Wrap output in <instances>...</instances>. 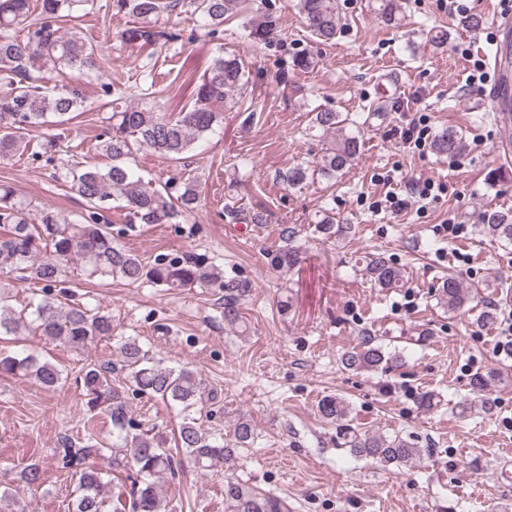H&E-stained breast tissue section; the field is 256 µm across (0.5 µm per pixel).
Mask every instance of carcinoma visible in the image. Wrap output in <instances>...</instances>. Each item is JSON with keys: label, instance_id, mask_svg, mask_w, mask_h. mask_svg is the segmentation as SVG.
<instances>
[{"label": "carcinoma", "instance_id": "obj_1", "mask_svg": "<svg viewBox=\"0 0 512 512\" xmlns=\"http://www.w3.org/2000/svg\"><path fill=\"white\" fill-rule=\"evenodd\" d=\"M240 0H191L199 29L216 34L224 22L238 12ZM184 6V0H112L109 7L132 19L121 33V40L141 47L154 46L160 38L176 41L178 36L156 29L159 17ZM376 16L387 25L398 23L402 0H372ZM312 38L332 42L344 26L337 0H298ZM96 9L95 0H0V158L16 155L29 145V132L38 126H51L57 133L38 144L33 160L55 161L60 144L67 138L73 114L83 108L84 97L75 85H48L32 70L39 62H50L57 73L79 78L101 74L109 64L97 46L79 32L78 21ZM251 36H269L276 30L274 4L266 0L262 17L242 22ZM314 66L310 52L300 49L288 59L291 70L306 71ZM137 78L118 85L103 84L107 101L100 105L106 128L99 149L108 163L79 166L62 163L54 166V177L68 184L83 199V211L70 220L56 209L44 206L36 214L37 223L26 217L28 204L9 185L0 184V225L6 236L0 240V267L20 273L19 280L43 284L42 294L34 295L17 309L12 304L13 284L0 282V335H16L21 323L31 319L35 331L58 346L83 350L102 340L115 342L120 370L126 373V386L112 384V364H88L80 370L85 406L99 411L112 422V441L76 443L68 436L59 440L62 464L74 469L77 477L71 512H104L111 471H130L131 490L120 512H161L156 479L161 474L175 475L185 456L202 469L236 460L237 451L248 447L253 428L248 420H238L233 439L206 432L195 419L186 417L175 438L176 449L149 430H143L129 414L125 392L129 388L187 412L203 401V380L184 366L170 367L154 360L133 336H118L112 316L81 303L67 304L51 293L62 282L68 269L81 264L90 277L120 279L131 284L148 283L172 289L208 288L224 297V323L235 326L239 302L246 289L224 279L221 269L205 253L185 252L147 265L134 253L116 243L112 225L102 211L110 200H120L133 219L141 224H176L178 218L197 208V176L186 171L178 185L157 188L143 179L133 166V149L146 148L163 158L178 162L181 156L206 141L221 128L223 108L234 101V94L246 85L241 59L233 54L216 56L195 89L188 108L166 115L158 112L154 66L142 62ZM308 132L322 142L314 168L297 165L288 170L284 182L294 188L310 174L333 180L354 162L361 148L362 128L379 113H343L314 108L309 111ZM436 151L450 157L467 151L462 135L450 130L437 137ZM319 230L329 236L350 233L351 225L322 213ZM487 234L512 243V211H491L483 215ZM366 270L380 288L402 287L401 271L382 254L366 258ZM440 303L455 312L471 299L470 287L458 278L442 279L436 288ZM402 356L387 352L364 336L359 344L341 356L344 367L367 372H385L400 366ZM23 375L46 388L66 381L63 370L48 359L32 353L0 355V375ZM494 371H480L470 378V390L477 397L488 394ZM319 414L336 422L345 445L359 456L380 465L408 466L421 457L422 449L399 438L357 433L349 423L348 404L337 396L318 403ZM98 456L107 469L86 466L90 456ZM224 512H288L286 503L273 493H262L248 483L229 478L224 483Z\"/></svg>", "mask_w": 512, "mask_h": 512}]
</instances>
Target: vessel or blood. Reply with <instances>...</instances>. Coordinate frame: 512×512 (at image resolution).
<instances>
[{"mask_svg":"<svg viewBox=\"0 0 512 512\" xmlns=\"http://www.w3.org/2000/svg\"><path fill=\"white\" fill-rule=\"evenodd\" d=\"M498 48L489 62L491 92L486 100L489 111L495 112L500 127L498 150L512 154V61L507 58V41L512 38V7L496 14Z\"/></svg>","mask_w":512,"mask_h":512,"instance_id":"vessel-or-blood-1","label":"vessel or blood"}]
</instances>
